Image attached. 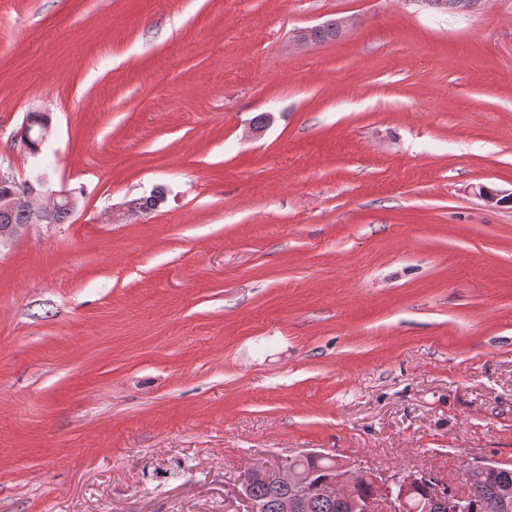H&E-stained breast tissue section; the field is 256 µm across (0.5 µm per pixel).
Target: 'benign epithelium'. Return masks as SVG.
Returning <instances> with one entry per match:
<instances>
[{
    "label": "benign epithelium",
    "mask_w": 512,
    "mask_h": 512,
    "mask_svg": "<svg viewBox=\"0 0 512 512\" xmlns=\"http://www.w3.org/2000/svg\"><path fill=\"white\" fill-rule=\"evenodd\" d=\"M0 185L5 187L4 192L0 193L1 209L29 208L40 223L51 219L54 207L61 201L65 202L70 213L77 208L73 193L52 189L50 178L45 174L19 181L1 173ZM308 457V453L295 456L294 464L282 471L257 466L250 468L258 478L278 481L289 487V494L280 502V512H301L304 508L311 476L297 468L295 462ZM365 473L370 475L376 489L375 498L370 500L358 496L353 480L354 475ZM424 485L427 486V494L418 506L422 512H465L464 499L449 497L441 484L426 472L403 469L393 474L375 473L367 471L357 461L344 464L337 476L323 480L319 484V492L326 497L344 498L351 512H410L411 495Z\"/></svg>",
    "instance_id": "7a95c632"
}]
</instances>
